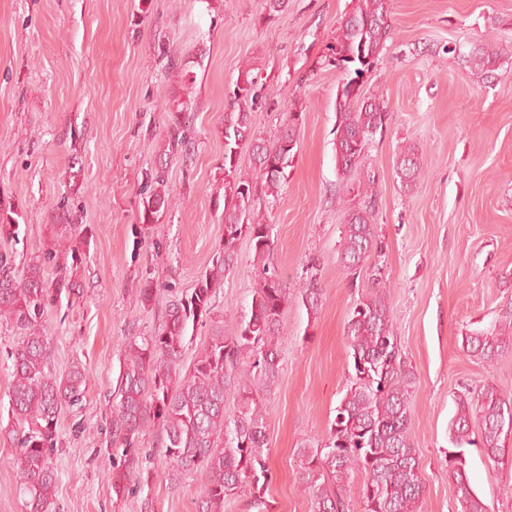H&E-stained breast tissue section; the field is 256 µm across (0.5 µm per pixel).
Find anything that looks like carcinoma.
Listing matches in <instances>:
<instances>
[{
    "label": "carcinoma",
    "mask_w": 512,
    "mask_h": 512,
    "mask_svg": "<svg viewBox=\"0 0 512 512\" xmlns=\"http://www.w3.org/2000/svg\"><path fill=\"white\" fill-rule=\"evenodd\" d=\"M393 41L390 0H353L327 45V62L340 69L343 82L336 94V169L348 176L364 159L370 138L386 126L384 102L363 91L362 78L379 61L387 42ZM469 62L488 79L498 70V53L476 47ZM178 69L184 84L194 83L190 57L177 51L165 54ZM251 68L239 72L233 90L235 106L224 113V241L212 267L189 294L170 301L166 319L155 333L133 336L124 347L120 367V399L112 410L113 436L121 447L112 449V491L133 494L149 485L146 462L151 453L142 446L145 427L157 430L166 459L165 479L179 483L204 470L206 512H224V501L243 493L250 508L266 512L267 396L279 377L278 344L281 315L288 304V288L273 262V242L264 212L282 194L285 170L297 153V127L301 113H289L274 140L258 134L252 109L260 97ZM168 135L164 155L187 159L192 142L184 131L182 114L188 101L170 98ZM249 144L248 166L240 148ZM425 174L422 152L413 144L398 150L396 175L412 191ZM358 200L341 199L346 213L338 259L350 272L383 256L375 227L376 189L369 181L356 188ZM169 198L162 172L148 176L146 200L139 212L141 224H156ZM249 238L254 252L258 285L250 312L240 318L233 333L217 325L206 336L190 370H183L186 344L212 319L216 289L238 266L237 242ZM70 267L60 268L56 253L48 249L22 271L8 254H0V317L21 334L11 351L12 387L9 423L18 443L13 467L23 512H51L58 475L50 461L56 448L57 421L62 408L75 406L85 394L84 372L74 368L64 376L53 373L47 362V308L50 293L70 294L72 277L81 263L80 251L68 248ZM55 263L58 275L46 279L44 267ZM317 268L306 269L300 292L306 309L317 313L323 291ZM351 357L346 392L330 421L327 439L303 443L302 481L310 512H346L345 488L356 487L364 512H418L425 493L416 449L409 435L415 376L404 360L395 336L384 294L370 290L355 302L345 327ZM461 349L469 357L492 367L512 354V312L489 326L461 336ZM237 400L234 414L226 413L228 396ZM512 429V397L492 385L468 389L456 398V412L448 423L446 451L448 475L460 512H487L467 477L470 450L489 460L503 457L506 432ZM360 479H355V476Z\"/></svg>",
    "instance_id": "carcinoma-1"
}]
</instances>
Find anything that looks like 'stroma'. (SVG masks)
<instances>
[{
  "instance_id": "1",
  "label": "stroma",
  "mask_w": 512,
  "mask_h": 512,
  "mask_svg": "<svg viewBox=\"0 0 512 512\" xmlns=\"http://www.w3.org/2000/svg\"><path fill=\"white\" fill-rule=\"evenodd\" d=\"M262 3L0 0V211L19 226L8 249L21 264L55 243L85 254L70 295L48 309L51 371L77 366L86 379L81 405L58 417L53 512H198L207 474L169 485L159 454L141 493H113L112 406L124 340L162 325L172 295L192 291L224 237V114L245 65L263 92L253 108L259 134L274 138L294 105L303 107L298 152L267 215L289 293L267 426L268 512H309L298 448L326 438L346 391L345 325L372 284L338 260V200L367 178L376 182L391 318L416 376L409 433L426 486L419 512H458L445 463L457 395L489 383L512 397V355L489 369L459 341L512 307V0H391L395 38L363 77L389 120L345 180L334 151L343 75L324 56L351 0H289L261 24ZM478 44L500 55L495 79L461 59ZM170 47L201 53L191 89L169 69ZM186 90L194 152L166 165L169 201L159 223H138L143 176L162 165L163 102ZM405 143L421 148L426 167L409 192L395 174ZM65 220L81 234H61ZM238 255L213 299V317L228 333L249 313L255 288L249 240ZM311 264L323 290L314 314L300 301ZM147 278L148 306L139 293ZM18 341L17 329L0 321V512H22L17 442L5 430L7 355ZM468 479L488 512H512V438L499 462L472 452Z\"/></svg>"
}]
</instances>
